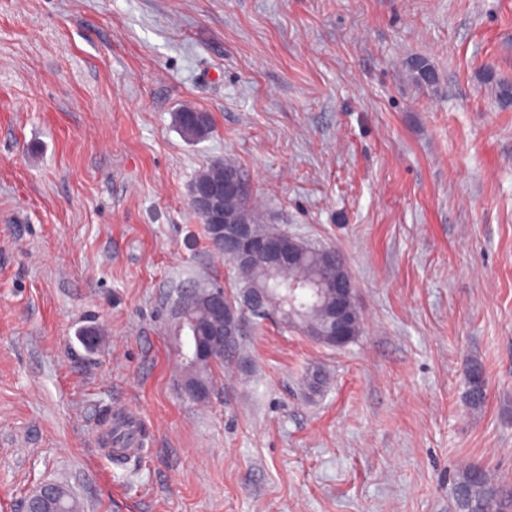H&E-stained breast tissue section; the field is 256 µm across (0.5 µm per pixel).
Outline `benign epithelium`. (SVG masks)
Returning <instances> with one entry per match:
<instances>
[{
    "instance_id": "obj_1",
    "label": "benign epithelium",
    "mask_w": 512,
    "mask_h": 512,
    "mask_svg": "<svg viewBox=\"0 0 512 512\" xmlns=\"http://www.w3.org/2000/svg\"><path fill=\"white\" fill-rule=\"evenodd\" d=\"M242 190L243 179L234 168H226L224 176L202 181L192 189L191 205L212 227L214 244L227 259L241 267L258 263L278 271L293 265L304 252L301 239L283 232L260 236L252 225L237 221L224 212V200ZM322 268L323 276L314 288L318 294H330L332 305L327 324L320 330L305 332V336L316 343L342 348L361 333V318L355 306L356 288L339 251L324 250ZM269 305L267 295L258 289H249L235 302L224 299V290L219 289L208 297L210 326L206 334L210 339L224 341V357L233 356L240 348L245 316L267 317ZM187 339V365L193 366L212 357L211 350L199 336L189 335ZM56 495L55 483L42 484L27 499L25 512H51Z\"/></svg>"
}]
</instances>
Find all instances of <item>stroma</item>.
I'll return each mask as SVG.
<instances>
[{"instance_id": "1", "label": "stroma", "mask_w": 512, "mask_h": 512, "mask_svg": "<svg viewBox=\"0 0 512 512\" xmlns=\"http://www.w3.org/2000/svg\"><path fill=\"white\" fill-rule=\"evenodd\" d=\"M501 83L512 0H0V512L46 481L81 512H455L474 466L512 493ZM215 161L344 256L363 329L337 349L247 320L197 404L176 291L238 286L190 205ZM127 402L151 444L118 463L101 416ZM405 67L413 83L418 87H430L438 82V75L429 61L421 56H410ZM192 110H182L178 112L176 115V123L179 128L180 133L183 137L188 140H204L208 138V136L212 132L213 122L212 117L209 113L205 112V119L202 123L197 126L191 127V121L186 115L189 112L191 115H196L201 112H191ZM471 367V368H470ZM467 378V390L465 392V403L469 408H478L486 400V385L484 380L473 379L470 372L481 373L480 367L476 364L471 365ZM479 367V368H478Z\"/></svg>"}]
</instances>
